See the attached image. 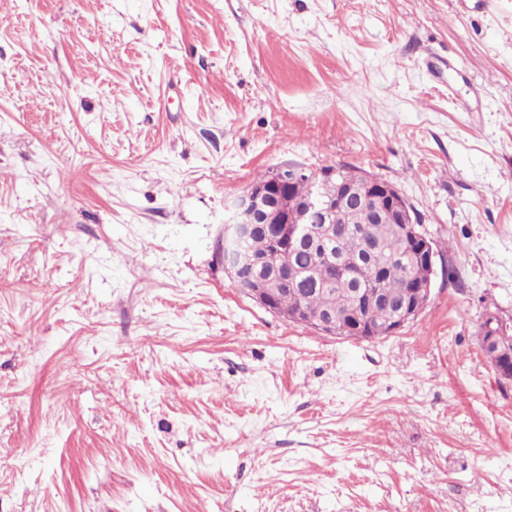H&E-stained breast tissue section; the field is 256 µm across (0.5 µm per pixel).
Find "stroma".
I'll return each instance as SVG.
<instances>
[{
	"mask_svg": "<svg viewBox=\"0 0 512 512\" xmlns=\"http://www.w3.org/2000/svg\"><path fill=\"white\" fill-rule=\"evenodd\" d=\"M393 183L397 334L235 288L234 198ZM512 0H0V512H512ZM483 324L484 334L489 333L487 336H482L484 355L502 379L512 381V357L507 359V348L512 349V325L508 335L502 337V343L507 347L505 348L501 343L500 335L508 326L507 322L501 320L497 315L489 313ZM491 350L494 351L491 352Z\"/></svg>",
	"mask_w": 512,
	"mask_h": 512,
	"instance_id": "stroma-1",
	"label": "stroma"
}]
</instances>
